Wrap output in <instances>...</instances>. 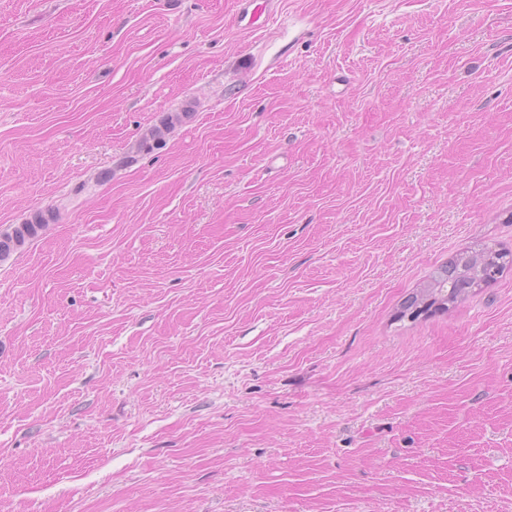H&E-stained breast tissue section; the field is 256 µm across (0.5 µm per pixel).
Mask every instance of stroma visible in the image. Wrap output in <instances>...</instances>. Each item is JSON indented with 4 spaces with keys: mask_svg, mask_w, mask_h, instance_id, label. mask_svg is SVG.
<instances>
[{
    "mask_svg": "<svg viewBox=\"0 0 512 512\" xmlns=\"http://www.w3.org/2000/svg\"><path fill=\"white\" fill-rule=\"evenodd\" d=\"M236 10L0 0V512H512V0ZM278 2V0H237L239 25L243 30L248 31L262 28L268 16L276 11ZM187 118L183 112L165 113L159 121L148 127L140 136L135 146L136 153H151L164 145L166 137ZM53 218L50 210H38L23 224H11L0 230V261L8 260L27 243L38 237ZM511 252L462 251L445 265L441 266L431 277L427 285L406 298L400 305L401 317L417 319L419 311L427 298L439 296L445 299L446 306L440 310H448L450 305L465 298L473 288H482L493 280L508 264H511ZM510 256V260H506ZM490 259V262H489ZM495 268L493 276L487 279L489 272Z\"/></svg>",
    "mask_w": 512,
    "mask_h": 512,
    "instance_id": "1",
    "label": "stroma"
}]
</instances>
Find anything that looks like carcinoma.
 I'll use <instances>...</instances> for the list:
<instances>
[{"label":"carcinoma","mask_w":512,"mask_h":512,"mask_svg":"<svg viewBox=\"0 0 512 512\" xmlns=\"http://www.w3.org/2000/svg\"><path fill=\"white\" fill-rule=\"evenodd\" d=\"M188 117L186 112H167L159 123L148 127L135 146L138 153H150L164 145L166 137ZM53 218V212L38 210L23 224H11L0 230V261L8 260L27 243L38 237ZM508 253L497 251H462L431 277L427 285L406 298L400 305V315L414 320L427 298L439 296L450 306L465 298L470 290L489 282V272L499 274L508 264Z\"/></svg>","instance_id":"1"}]
</instances>
